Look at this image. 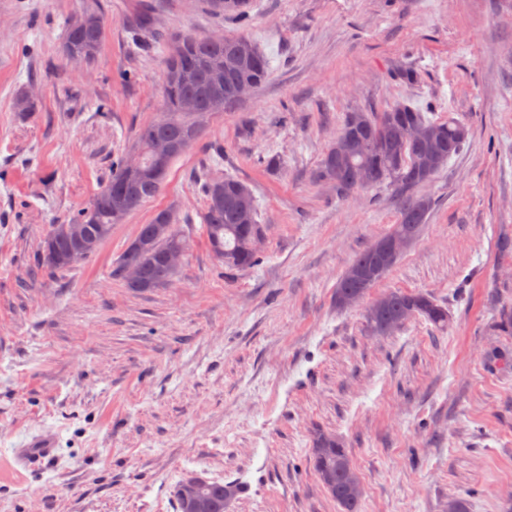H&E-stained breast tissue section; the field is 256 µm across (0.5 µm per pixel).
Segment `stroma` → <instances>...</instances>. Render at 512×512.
Segmentation results:
<instances>
[{"instance_id":"35a3bbf8","label":"stroma","mask_w":512,"mask_h":512,"mask_svg":"<svg viewBox=\"0 0 512 512\" xmlns=\"http://www.w3.org/2000/svg\"><path fill=\"white\" fill-rule=\"evenodd\" d=\"M106 20L99 62L67 61L68 20ZM248 35L268 80L214 113L161 192L94 256L51 272V225L89 205L162 110L163 54L132 40ZM249 25L201 0H0V455L45 429L56 457L0 481V512H176L184 473L238 484L227 512H341L312 466L324 430L361 479L360 512H501L512 502V0H250ZM414 73L400 80L402 71ZM33 95L24 117L14 103ZM404 102L469 135L421 194L423 230L379 292H426L447 332L390 336L340 311L336 284L396 224L393 189L340 198L314 172L345 113ZM276 165H268V158ZM204 170L245 181L268 231L226 272L203 240L174 285L110 270L154 212L198 221Z\"/></svg>"}]
</instances>
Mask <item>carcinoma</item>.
Here are the masks:
<instances>
[{"label":"carcinoma","instance_id":"1","mask_svg":"<svg viewBox=\"0 0 512 512\" xmlns=\"http://www.w3.org/2000/svg\"><path fill=\"white\" fill-rule=\"evenodd\" d=\"M208 7L216 16L232 15L244 24L248 21L246 0H224L220 9L214 0ZM87 22L80 28L67 25L64 53L77 54L87 66L99 61L105 21L101 13L90 6L79 11ZM166 53L162 75L163 112L136 131L133 152L140 157L143 175L131 177L120 159L112 165V175L92 199L89 206L68 224H53L42 246V265L54 271L65 270L98 252L112 234V227L155 197L162 189L174 160L185 149L174 153L164 171L152 175L155 168L153 144L160 139L184 140L186 146L196 143L203 135L205 123L212 113L231 107L239 100L235 87L246 81L258 88L270 73L269 61L259 47L246 36L226 37L215 42L207 36L185 35L164 44ZM222 63V76L213 80L212 67ZM188 98L197 102L198 112L184 111ZM417 125L429 136L410 140L405 129ZM467 129L459 121L432 120L418 108L396 103L381 112L353 111L345 113L338 136L352 141L351 153L340 159L334 149L325 153L315 172V180L329 182L336 195L349 197L354 191L389 184L403 195L398 223L388 232L413 243L419 236L433 201L428 196H415L413 189L431 181L448 160L458 154L467 140ZM365 176L359 184L358 175ZM205 205L200 214L201 235L214 255L230 270L251 269L258 264L259 253L252 242L265 238L267 225L259 222L260 211L252 189L232 176L215 175L208 171L198 176ZM158 224L167 225L166 233L155 236ZM83 227L94 239L93 248L71 256L68 231L71 226ZM137 240L148 241L147 248L128 245L112 266L111 275L124 287L136 292L167 286L177 271L163 261L164 253L173 249L190 251L194 237L180 224L171 208L155 211L150 223L139 226ZM375 244L363 249L351 262L366 275L375 265ZM135 267L139 277L127 276L126 269ZM380 282L376 277L367 285L340 277L336 285V306L344 309L363 300L369 289ZM423 318L438 331L448 329V310L429 295L392 291L376 298L366 311V321L377 334L399 331L412 319ZM313 468L328 494L343 512H359L362 486L353 462L332 436L318 432L312 440ZM192 488L201 507L196 512H225L239 493V486L209 481L194 474H185L174 485L173 496L178 512H184L182 491Z\"/></svg>","mask_w":512,"mask_h":512}]
</instances>
